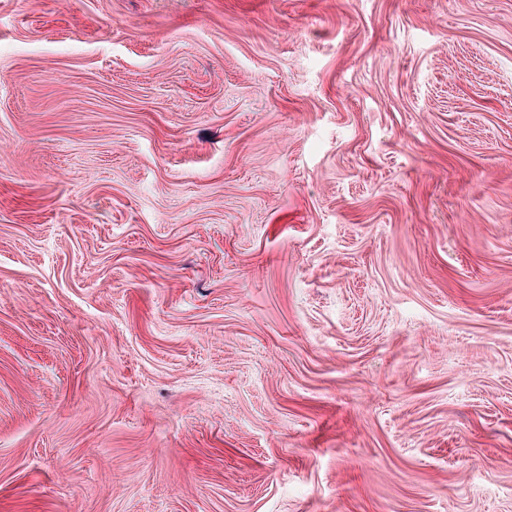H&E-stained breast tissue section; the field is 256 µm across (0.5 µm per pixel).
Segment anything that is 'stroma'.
Wrapping results in <instances>:
<instances>
[{
	"label": "stroma",
	"mask_w": 512,
	"mask_h": 512,
	"mask_svg": "<svg viewBox=\"0 0 512 512\" xmlns=\"http://www.w3.org/2000/svg\"><path fill=\"white\" fill-rule=\"evenodd\" d=\"M0 512H512V0H0Z\"/></svg>",
	"instance_id": "stroma-1"
}]
</instances>
